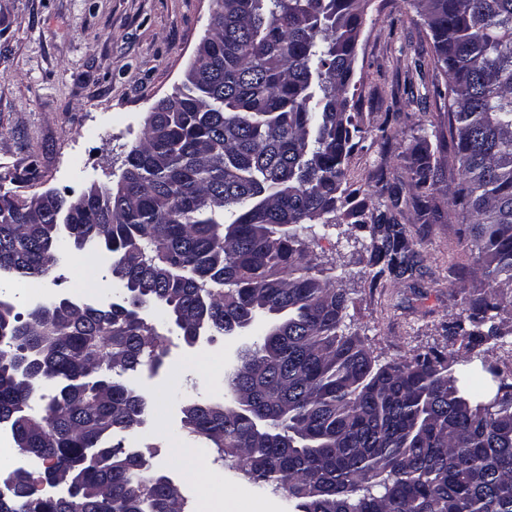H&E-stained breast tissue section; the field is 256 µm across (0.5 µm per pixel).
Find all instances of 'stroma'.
<instances>
[{
  "label": "stroma",
  "instance_id": "obj_1",
  "mask_svg": "<svg viewBox=\"0 0 512 512\" xmlns=\"http://www.w3.org/2000/svg\"><path fill=\"white\" fill-rule=\"evenodd\" d=\"M212 0H0V189L21 197L54 191L79 198L91 185H115L123 160L142 136L156 103L180 87L209 28ZM430 41L413 0H371L356 50L350 99L366 128L398 114L388 140H365L348 160L347 177L367 186L385 171L405 184L424 143L446 128L432 86L410 82L409 69ZM421 254L413 277L373 278L367 231L343 223L319 230L311 246L317 262H331L347 292L345 331L360 336L379 363H393L429 348H446L443 325L463 314L480 286L474 260L452 224H424L414 211L399 218ZM466 267L463 277L448 274ZM144 318L166 336L171 353L156 373L140 371L126 382L151 406L143 424L112 435L124 449L148 454L157 473L178 488L196 486L171 449L189 402L224 399V373L240 340L214 337L215 363L181 366L193 355L160 307ZM163 394L170 408L156 404Z\"/></svg>",
  "mask_w": 512,
  "mask_h": 512
}]
</instances>
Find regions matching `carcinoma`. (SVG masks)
<instances>
[{
  "instance_id": "carcinoma-1",
  "label": "carcinoma",
  "mask_w": 512,
  "mask_h": 512,
  "mask_svg": "<svg viewBox=\"0 0 512 512\" xmlns=\"http://www.w3.org/2000/svg\"><path fill=\"white\" fill-rule=\"evenodd\" d=\"M368 2L214 0L208 46L149 113L114 187L75 201L0 193V270L45 276L70 243L110 253L121 290L110 307L74 312L62 299L21 324L0 300V425L41 461V481L67 470L74 484L43 498L16 473L0 512H184L143 453L106 442L147 414L121 377L159 360L161 336L140 316L152 304L186 341L263 324L224 375L245 403L191 402L182 418L257 492L293 512H512V384L484 401L454 370L479 359L500 377L488 360L512 307V0H413L445 77L433 88L448 134L410 169L409 194L380 173L385 208L343 212L359 193L346 180L356 142L388 130L342 108ZM448 146L459 183L444 206ZM409 206L423 224L462 216L482 292L445 326L455 349L381 365L341 329L347 293L302 230L351 218L368 230L373 278H409L419 252L395 218ZM107 362L121 368L86 381ZM21 370L63 386L38 396Z\"/></svg>"
}]
</instances>
